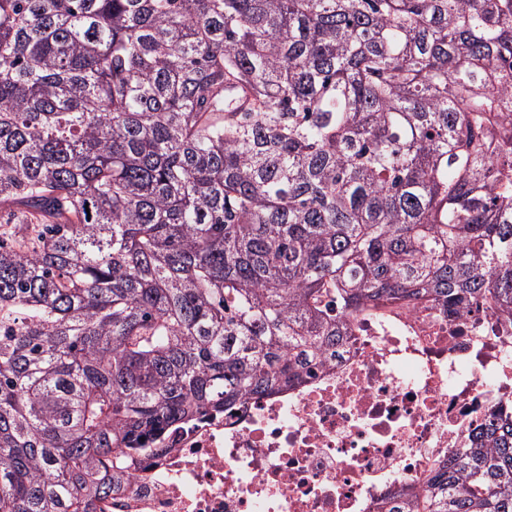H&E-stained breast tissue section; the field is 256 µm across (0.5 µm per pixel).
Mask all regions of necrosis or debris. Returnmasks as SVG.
Instances as JSON below:
<instances>
[{
    "mask_svg": "<svg viewBox=\"0 0 512 512\" xmlns=\"http://www.w3.org/2000/svg\"><path fill=\"white\" fill-rule=\"evenodd\" d=\"M512 409V319L419 300L363 311L302 384L177 428L97 512H377Z\"/></svg>",
    "mask_w": 512,
    "mask_h": 512,
    "instance_id": "necrosis-or-debris-1",
    "label": "necrosis or debris"
}]
</instances>
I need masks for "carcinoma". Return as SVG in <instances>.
Masks as SVG:
<instances>
[{
  "mask_svg": "<svg viewBox=\"0 0 512 512\" xmlns=\"http://www.w3.org/2000/svg\"><path fill=\"white\" fill-rule=\"evenodd\" d=\"M512 0H0V512H94L366 307L512 312ZM379 512H512V415Z\"/></svg>",
  "mask_w": 512,
  "mask_h": 512,
  "instance_id": "cac0c4a2",
  "label": "carcinoma"
}]
</instances>
